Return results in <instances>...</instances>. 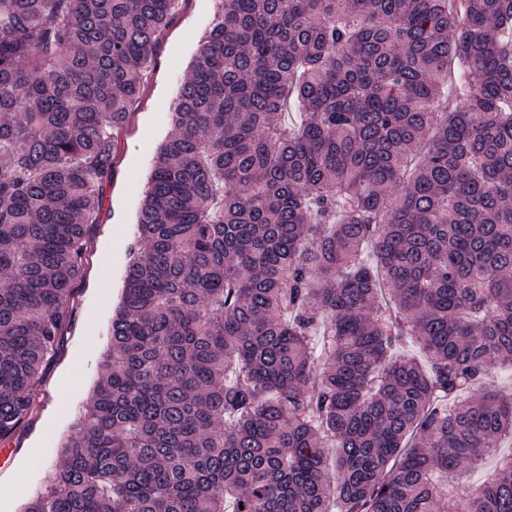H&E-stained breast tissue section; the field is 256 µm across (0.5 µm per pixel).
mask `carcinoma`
<instances>
[{
	"label": "carcinoma",
	"mask_w": 512,
	"mask_h": 512,
	"mask_svg": "<svg viewBox=\"0 0 512 512\" xmlns=\"http://www.w3.org/2000/svg\"><path fill=\"white\" fill-rule=\"evenodd\" d=\"M179 4L0 0L1 444ZM173 127L22 512H512V0H218Z\"/></svg>",
	"instance_id": "obj_1"
}]
</instances>
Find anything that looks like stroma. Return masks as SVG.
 Wrapping results in <instances>:
<instances>
[{"mask_svg": "<svg viewBox=\"0 0 512 512\" xmlns=\"http://www.w3.org/2000/svg\"><path fill=\"white\" fill-rule=\"evenodd\" d=\"M216 10V0H185L155 47L144 89L120 136L73 316L38 388L41 412L20 441L0 448V474L11 475L9 485L0 487V512H21L57 468L60 446L103 369L108 326L122 293L148 177L172 128L177 91Z\"/></svg>", "mask_w": 512, "mask_h": 512, "instance_id": "1", "label": "stroma"}]
</instances>
